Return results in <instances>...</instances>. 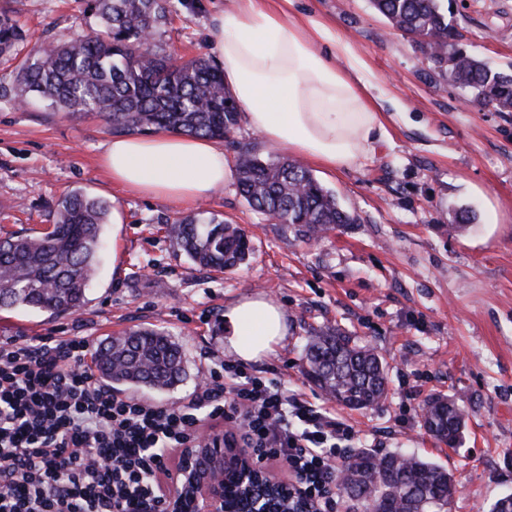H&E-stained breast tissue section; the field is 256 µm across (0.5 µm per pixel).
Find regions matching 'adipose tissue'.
<instances>
[{"label": "adipose tissue", "mask_w": 512, "mask_h": 512, "mask_svg": "<svg viewBox=\"0 0 512 512\" xmlns=\"http://www.w3.org/2000/svg\"><path fill=\"white\" fill-rule=\"evenodd\" d=\"M320 42L330 52L316 51ZM212 52L248 126L277 149L346 170L384 129L361 62L316 20L299 23L269 0H233L217 19ZM101 165L113 184L179 203L223 189L232 178L222 149L176 130L114 137ZM226 319L229 350L245 362L270 354L288 332L285 311L260 293L233 304Z\"/></svg>", "instance_id": "1"}]
</instances>
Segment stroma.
Segmentation results:
<instances>
[{"mask_svg": "<svg viewBox=\"0 0 512 512\" xmlns=\"http://www.w3.org/2000/svg\"><path fill=\"white\" fill-rule=\"evenodd\" d=\"M227 4L170 0L157 44L185 58L210 56ZM12 6L33 44L95 21L87 0ZM444 6L471 54L496 69L512 65V0ZM287 10L339 32L381 100L385 134L367 158L336 172L309 166L357 223L303 242L249 207L232 182L186 204L126 192L101 166L113 134L99 118L0 99V235L52 224L55 200L77 189L120 206L116 244L102 255L84 309L1 311L0 338L82 336L94 345L136 327L168 331L183 348L186 378L166 393L136 396L184 404L208 362L229 356L227 308L265 294L284 308L288 334L255 368L320 406L324 396L298 368L307 336L332 327L375 348L389 365V394L379 408L336 406L356 432L350 449L437 462L457 483L451 512H488L512 493V112L465 104L447 74L431 70L416 43L369 0H291ZM220 147L233 167L245 147L264 159L286 157L243 121ZM466 207L474 221L449 231ZM214 214L251 241L253 253L239 269H201L169 246L168 224ZM433 394L467 412L456 447L437 443L420 423V405Z\"/></svg>", "mask_w": 512, "mask_h": 512, "instance_id": "stroma-1", "label": "stroma"}]
</instances>
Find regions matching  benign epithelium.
<instances>
[{
  "label": "benign epithelium",
  "mask_w": 512,
  "mask_h": 512,
  "mask_svg": "<svg viewBox=\"0 0 512 512\" xmlns=\"http://www.w3.org/2000/svg\"><path fill=\"white\" fill-rule=\"evenodd\" d=\"M233 457L243 480L265 483L292 503L296 512H314L310 497L300 485L273 477L243 448L224 444V434L207 437L202 446L181 451L178 467L172 475L165 499L166 512H230L224 494V458Z\"/></svg>",
  "instance_id": "7a95c632"
}]
</instances>
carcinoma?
Here are the masks:
<instances>
[{"label":"carcinoma","mask_w":512,"mask_h":512,"mask_svg":"<svg viewBox=\"0 0 512 512\" xmlns=\"http://www.w3.org/2000/svg\"><path fill=\"white\" fill-rule=\"evenodd\" d=\"M168 0H90L97 24L81 27L31 49L17 66L15 85L0 97L18 104L40 99L62 112L91 113L114 134L173 129L223 140L238 125L241 108L224 87L222 70L209 59L176 57L159 49L155 35L168 20ZM443 0H370L396 30L410 36L433 68L448 75L466 102L512 112V69L494 70L456 41ZM26 32L9 5L0 7V58L15 59ZM238 190L250 207L285 224L304 241L357 222L297 160H263L245 153ZM112 204L81 190L53 205L47 233L0 238V311L36 309L75 314L86 305L104 247ZM171 246L194 265L222 272L245 263L251 251L245 232L213 215L178 219L167 228ZM100 377L116 386L165 392L183 382L181 346L153 328L124 331L94 351ZM302 372L328 399L354 409L377 408L387 398L388 363L333 329L308 337ZM422 426L454 447L465 414L444 396L427 397ZM338 492L363 512H448L457 484L439 464L401 452L361 451L341 467ZM229 505L242 506L251 489L225 476Z\"/></svg>","instance_id":"carcinoma-1"}]
</instances>
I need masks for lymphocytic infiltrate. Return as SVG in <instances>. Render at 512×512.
I'll list each match as a JSON object with an SVG mask.
<instances>
[{
	"label": "lymphocytic infiltrate",
	"instance_id": "lymphocytic-infiltrate-1",
	"mask_svg": "<svg viewBox=\"0 0 512 512\" xmlns=\"http://www.w3.org/2000/svg\"><path fill=\"white\" fill-rule=\"evenodd\" d=\"M85 338L0 340V512H163L180 449L225 422L261 462L277 461L336 512L338 441L352 433L236 360L220 361L185 404L102 385Z\"/></svg>",
	"mask_w": 512,
	"mask_h": 512
}]
</instances>
